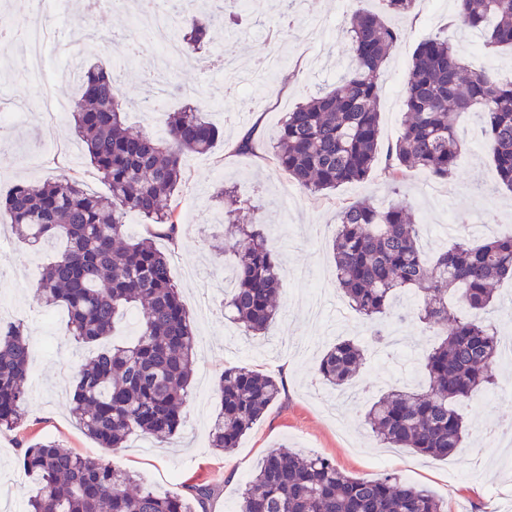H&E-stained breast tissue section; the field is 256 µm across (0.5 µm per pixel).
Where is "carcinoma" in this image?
<instances>
[{
  "label": "carcinoma",
  "instance_id": "carcinoma-1",
  "mask_svg": "<svg viewBox=\"0 0 512 512\" xmlns=\"http://www.w3.org/2000/svg\"><path fill=\"white\" fill-rule=\"evenodd\" d=\"M380 11L357 8L349 30L351 64L332 88H319L287 113L273 159L306 191L326 195L370 178L380 152V99L385 63L401 32L389 18L412 14L417 0H380ZM456 20L479 33L487 48H512V0H455ZM183 39L196 48L209 42L208 24L183 18ZM120 70L82 65L81 94L71 118L85 155L109 187L88 192L74 175L19 183L0 200V222L23 241H60L63 249L36 288V298L61 306L75 341L96 352L75 373L71 404L84 433L101 448H122L135 431L161 442L183 425L197 336L155 238L173 239L177 205L167 210L185 180L184 154L208 153L219 130L199 108L162 113L165 136L126 125L119 96ZM405 120L387 148L382 174L397 189L406 173L437 180L455 175L461 149L458 119L479 117L477 134L489 140L501 185L512 190V81L474 69L446 36L417 47L404 82ZM227 204L224 245L232 256L233 290L224 315L247 336L275 322L282 265L267 243L265 223L253 215L235 224L237 197L219 187ZM137 213L146 234H126L123 219ZM421 226L398 199L380 207L368 197L342 206L332 254L336 282L351 306L377 325L372 339H387L378 326L393 314L404 291L422 295L419 320L439 336L423 355L425 385L391 388L366 409L364 423L388 448H408L446 460L464 442L468 425L457 405L496 384L500 355L494 329L468 319L448 304L481 311L501 280L512 278V235L472 245L462 238L433 255L420 247ZM139 311L135 337L108 348L115 320ZM368 349L338 340L321 356L318 372L334 390L352 387ZM31 346L21 325L0 326V429L23 421ZM217 391L220 409L211 426V447L226 453L259 422L280 396L278 380L243 365L224 368ZM24 470L39 479L27 512H196L208 496L160 497L137 485L125 469L83 456L46 437L23 450ZM238 512H448L429 490L394 473L350 476L328 459L288 447L267 453L239 493Z\"/></svg>",
  "mask_w": 512,
  "mask_h": 512
}]
</instances>
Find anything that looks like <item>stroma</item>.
I'll list each match as a JSON object with an SVG mask.
<instances>
[{
  "label": "stroma",
  "mask_w": 512,
  "mask_h": 512,
  "mask_svg": "<svg viewBox=\"0 0 512 512\" xmlns=\"http://www.w3.org/2000/svg\"><path fill=\"white\" fill-rule=\"evenodd\" d=\"M351 0H302L299 11L286 12L278 0H251L239 15L244 36L240 64L279 51L285 65L264 86L234 97L224 94L219 70H200L198 60L222 53L223 27H215L210 44L186 51L173 63L163 107L173 112L187 105L202 107L222 136L205 154L184 157L187 179L179 202L178 242L157 240L170 259L172 277L186 308L194 316L198 336L194 375L178 438L157 442L132 434L125 448L98 447L76 424L69 390L73 375L87 356L68 334L64 308H47L35 297L42 270L57 245L37 251L0 228V320L21 324L32 343L33 362L27 378L28 405L23 425L0 431V512H24L37 489V479L23 472L18 457L31 440L51 437L85 456L112 462L138 476L158 494L187 493L206 486L212 495L207 512H235L239 491L263 457L285 444L331 460L346 474L364 477L384 471L426 487L447 502L448 512H505L512 505V369L500 370L499 385L480 392L462 408L470 432L461 448L443 461H433L402 448H386L364 430L368 403L399 383H422L419 358L434 338L418 320L394 328L404 339L403 352L369 349L355 382L356 406L337 417V398L321 382V353L338 339L367 342L369 324L336 287L331 242L336 232V207L362 197L388 205L405 198L418 223L455 222L472 243L491 235L512 234V192L499 186L491 149L475 138L473 116L459 124L464 147L457 174L437 181L423 174L409 176L391 191L380 174L369 181L345 184L329 196L302 189L272 158V145L286 114L315 88L344 74L349 64L347 27ZM100 29L112 32L108 43L91 42L83 51L87 62L121 66L123 108L128 125L160 132L148 113L139 111L138 90L154 63L152 48L127 60V44L142 40L145 23L129 11L105 5ZM454 0H418L411 17L398 20L402 38L385 65L380 96L381 143L395 144L403 122L405 75L417 45L434 35L449 36L468 60H489V71L512 80V51L484 49L474 32L454 19ZM6 69L0 73V101L21 112L20 120L0 124V194L19 181L42 182L70 173L85 189L102 195L107 187L84 157L69 116L50 119L37 102L46 97L75 100L77 85L57 78L67 65L65 53L47 59L39 75L29 72L30 60L21 44L10 45ZM257 136L252 152L235 150L240 133ZM233 187L240 199L257 206L268 224V240L282 259L281 312L269 333L254 339L224 317V267L227 257L215 249L224 236V209L214 198L216 186ZM245 365L283 382L279 400L242 438L231 453L210 448L208 432L220 408L215 384L226 365Z\"/></svg>",
  "instance_id": "1"
}]
</instances>
